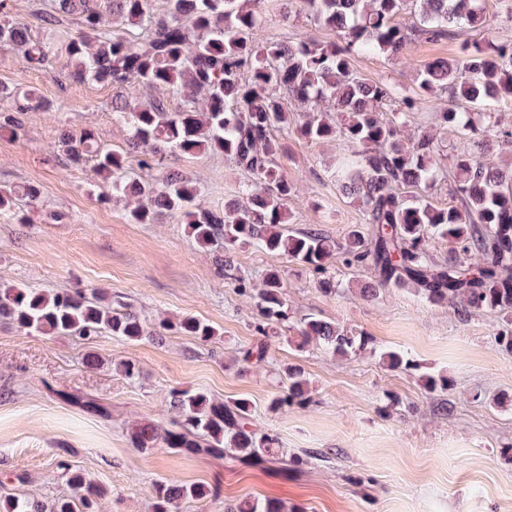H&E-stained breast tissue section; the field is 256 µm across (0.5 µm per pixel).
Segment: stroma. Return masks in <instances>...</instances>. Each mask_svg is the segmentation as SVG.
<instances>
[{"label":"stroma","mask_w":512,"mask_h":512,"mask_svg":"<svg viewBox=\"0 0 512 512\" xmlns=\"http://www.w3.org/2000/svg\"><path fill=\"white\" fill-rule=\"evenodd\" d=\"M0 24L24 21L48 53L46 69L28 68L21 49L0 50V83L33 89L48 100V112L22 115L16 134L0 136V190L22 183L41 189L35 204L18 203L0 215V284L42 291L80 288L124 297L146 317L150 329L190 314L215 326L218 336L201 344L173 332L162 340L129 343L106 334L86 345L70 336L18 330L0 322V495L45 502L71 493L65 473L80 470L107 488L100 512H153L154 486L162 480L218 487L219 496L182 501L176 512H224L228 503L281 500L292 512H512V355L494 336L493 313L461 320L451 305H434L411 288H389L374 301L362 300L358 282L324 295L311 274L286 256L251 248L235 253L241 275L260 281L272 266L284 272L292 318L314 313L363 331L374 351L343 359L316 345L299 349L278 342L266 363L240 371L239 351L258 341L255 309L234 284L216 273L214 255L188 233L182 213H165L156 224H132L126 201L93 171V161L70 163L48 149L63 134L92 130L105 149L128 150V127L113 102L143 104L155 90L137 82L121 87L69 77L67 46L76 19L53 25L39 20L50 0H6ZM281 0H261L258 35L285 40L305 33L322 41L334 32L306 15L281 17ZM460 51L456 39L418 42L404 58L356 57L369 79L412 89L415 71ZM353 146L336 140L311 144L285 139L279 165L296 187L289 203L294 227H316L340 240L364 221L363 207L333 178L338 157ZM179 172L197 185L201 204L223 207L239 197L251 178L220 155H169L153 182ZM61 214L53 222L51 214ZM397 348L417 369L391 370L377 352ZM130 360L136 380L117 369ZM301 366L311 383V401L271 412L279 392L278 368ZM443 373L446 392H428L421 379ZM200 389L219 400L250 401L258 430L278 436L290 455L319 453L304 470L282 464L259 466L231 455H186L132 448L128 430L143 417L168 425L172 388ZM86 394L111 407L104 420L66 402Z\"/></svg>","instance_id":"stroma-1"}]
</instances>
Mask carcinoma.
I'll use <instances>...</instances> for the list:
<instances>
[{"instance_id": "carcinoma-1", "label": "carcinoma", "mask_w": 512, "mask_h": 512, "mask_svg": "<svg viewBox=\"0 0 512 512\" xmlns=\"http://www.w3.org/2000/svg\"><path fill=\"white\" fill-rule=\"evenodd\" d=\"M259 0H167L159 16L149 0H109L112 15L130 29H112L98 0H51L40 15L47 25L61 18L79 21L68 54L77 81L122 86L131 81L174 96L190 106L171 110L167 98L143 105L126 103L115 110L127 118L129 150L139 154V167L150 171L168 153L222 155L253 176L242 196L206 208L197 186L170 172L157 184L127 170L126 157L97 145L86 130L63 135L57 150L72 163L90 157L98 176L112 189L133 199L126 213L131 224H153L167 211H180L198 245L217 249L222 275L250 297L257 311L254 329L260 344L240 351L241 369L266 361L268 340L287 328L286 340L302 348L311 343L332 356L351 358L373 340L310 313L290 322L283 271L270 267L260 284L234 274L236 250L255 247L284 255L303 265L326 295L336 293V263L350 271L371 272L360 296L377 298L386 288L409 287L425 301L452 304L467 318L485 312L511 315L496 332L498 345L512 353V164L494 167L486 157L512 146V127L498 125L485 111L492 102L512 100V15L494 20L482 0H284L283 20L300 7L314 23L338 34L335 41L300 35L289 41L256 39L263 16ZM411 13L415 21L398 20ZM469 29L483 30L480 41L464 40L454 58H437L417 70L409 95L385 80H368L353 68L355 57L403 56L415 42L456 39ZM21 47L29 68L48 63L42 42L23 23L0 25V47ZM428 96L448 104L418 118ZM0 97L12 102L15 115L0 129L21 126L17 115L42 110L48 103L32 92L0 85ZM297 103L305 119L293 123L285 101ZM291 131L310 143L343 139L356 147L352 158L336 168L339 189L362 203L365 224H354L341 241L317 228L293 230L288 203L294 184L277 163L284 153L279 137ZM449 180L448 195L456 204L438 207L430 193ZM38 185L25 183L0 191V214L13 211L16 200L36 201ZM453 245L445 260L429 251L431 240ZM0 320L26 332L75 336L91 343L108 333L129 342L154 337L136 308L103 293L82 290L54 293L0 285ZM166 331L207 343L219 330L183 315L162 324ZM390 369L414 370L417 364L394 349L379 352ZM285 382L270 408L309 401L304 369L287 366ZM62 398L104 418L109 409L94 398L64 394ZM175 417L163 427L142 419L128 432L142 451L166 448L189 455H234L246 463L283 459L279 439L254 429L250 403L224 402L202 390L170 391ZM73 494L46 506L38 500L0 496V512H97L104 489L78 470L68 479ZM210 495L200 484L160 481L155 485L154 512H172L181 500ZM224 512H288L281 501L225 504Z\"/></svg>"}]
</instances>
